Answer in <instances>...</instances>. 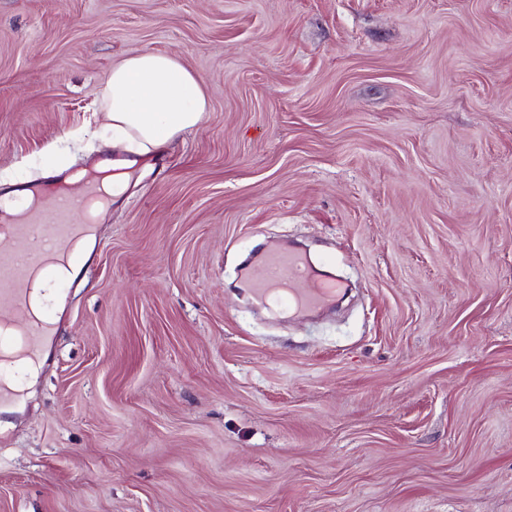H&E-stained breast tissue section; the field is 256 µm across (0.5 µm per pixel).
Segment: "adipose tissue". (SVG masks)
I'll return each instance as SVG.
<instances>
[{
  "mask_svg": "<svg viewBox=\"0 0 512 512\" xmlns=\"http://www.w3.org/2000/svg\"><path fill=\"white\" fill-rule=\"evenodd\" d=\"M113 141L134 146L133 157L102 159L95 171L112 200L127 191L139 157L201 123L208 102L198 78L176 57L153 51L114 66L101 91Z\"/></svg>",
  "mask_w": 512,
  "mask_h": 512,
  "instance_id": "obj_1",
  "label": "adipose tissue"
}]
</instances>
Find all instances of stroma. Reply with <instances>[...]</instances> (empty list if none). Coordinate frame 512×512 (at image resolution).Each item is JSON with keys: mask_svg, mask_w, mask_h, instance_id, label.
<instances>
[{"mask_svg": "<svg viewBox=\"0 0 512 512\" xmlns=\"http://www.w3.org/2000/svg\"><path fill=\"white\" fill-rule=\"evenodd\" d=\"M144 51L208 110L49 302L0 512H512V0H0V197L123 156ZM295 241L341 311L244 285Z\"/></svg>", "mask_w": 512, "mask_h": 512, "instance_id": "35a3bbf8", "label": "stroma"}]
</instances>
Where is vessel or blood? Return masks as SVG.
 I'll return each mask as SVG.
<instances>
[{
    "label": "vessel or blood",
    "mask_w": 512,
    "mask_h": 512,
    "mask_svg": "<svg viewBox=\"0 0 512 512\" xmlns=\"http://www.w3.org/2000/svg\"><path fill=\"white\" fill-rule=\"evenodd\" d=\"M98 190L92 182L78 195L59 190L44 207L18 212L9 223L8 234L0 235V295H9L14 302L11 309L0 310L1 349L17 339L28 353L38 350L49 324L31 310L27 296L31 275L55 271L60 259L72 269L81 265L82 253L71 247L81 227L73 223L72 216ZM245 280L259 298L310 312L334 298L339 288L334 278L318 276L307 257L294 248L266 253L247 268Z\"/></svg>",
    "instance_id": "b4317fda"
}]
</instances>
